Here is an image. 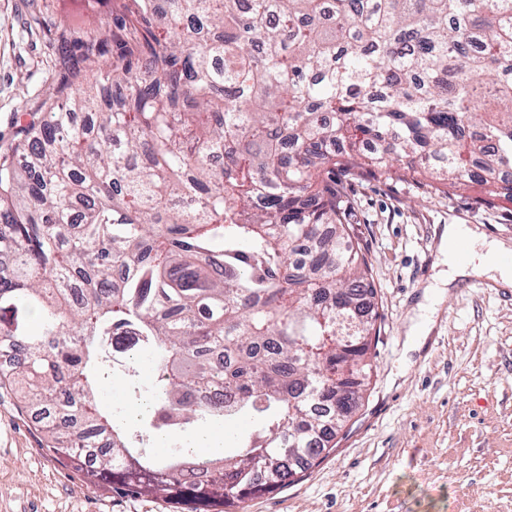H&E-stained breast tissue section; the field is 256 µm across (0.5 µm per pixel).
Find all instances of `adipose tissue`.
I'll return each instance as SVG.
<instances>
[{
	"label": "adipose tissue",
	"mask_w": 512,
	"mask_h": 512,
	"mask_svg": "<svg viewBox=\"0 0 512 512\" xmlns=\"http://www.w3.org/2000/svg\"><path fill=\"white\" fill-rule=\"evenodd\" d=\"M470 244L466 260H458L455 245L459 240ZM441 253L448 262V280L456 282L478 271L488 276L500 288H512V265L503 263L504 255L512 253V247L502 240L486 241L483 234L466 224H450L442 235Z\"/></svg>",
	"instance_id": "adipose-tissue-1"
}]
</instances>
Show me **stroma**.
<instances>
[{"label":"stroma","mask_w":512,"mask_h":512,"mask_svg":"<svg viewBox=\"0 0 512 512\" xmlns=\"http://www.w3.org/2000/svg\"><path fill=\"white\" fill-rule=\"evenodd\" d=\"M101 0H0V160L63 67L44 21L106 20ZM477 188L443 194L427 181L348 182V221L366 252L382 316L371 385L335 451L295 482L236 512H512V288L469 277L449 290L447 224L512 243V204ZM425 342L417 332L425 318ZM0 512H178L163 495L86 483L45 447L30 412L0 389Z\"/></svg>","instance_id":"stroma-1"}]
</instances>
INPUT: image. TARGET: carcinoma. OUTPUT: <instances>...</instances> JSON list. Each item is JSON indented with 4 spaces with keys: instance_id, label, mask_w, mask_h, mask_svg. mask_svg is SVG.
I'll use <instances>...</instances> for the list:
<instances>
[{
    "instance_id": "cac0c4a2",
    "label": "carcinoma",
    "mask_w": 512,
    "mask_h": 512,
    "mask_svg": "<svg viewBox=\"0 0 512 512\" xmlns=\"http://www.w3.org/2000/svg\"><path fill=\"white\" fill-rule=\"evenodd\" d=\"M118 15L46 30L77 88L52 89L0 163V388L89 482L236 507L334 449L370 385L376 288L336 174L395 160L399 178L512 203V0ZM128 336L157 358L150 427L253 418L237 454L186 470L118 427L93 373ZM265 457L292 463L264 473Z\"/></svg>"
}]
</instances>
